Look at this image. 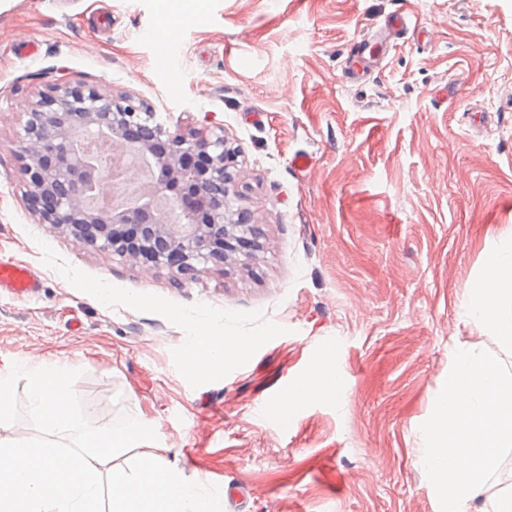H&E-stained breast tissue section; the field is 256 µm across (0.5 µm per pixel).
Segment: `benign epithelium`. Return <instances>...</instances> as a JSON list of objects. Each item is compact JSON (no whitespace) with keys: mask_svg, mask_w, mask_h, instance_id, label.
I'll list each match as a JSON object with an SVG mask.
<instances>
[{"mask_svg":"<svg viewBox=\"0 0 512 512\" xmlns=\"http://www.w3.org/2000/svg\"><path fill=\"white\" fill-rule=\"evenodd\" d=\"M26 116L17 153L25 194L41 223L123 261L163 268L177 285L199 264L245 265L260 249L259 225L242 211L228 220L239 193L224 134H172L147 103L80 82L52 84ZM96 128L151 154V193L171 202L181 223H165L148 205L112 213L87 208L86 194L100 182L101 167L77 149L76 136Z\"/></svg>","mask_w":512,"mask_h":512,"instance_id":"1","label":"benign epithelium"}]
</instances>
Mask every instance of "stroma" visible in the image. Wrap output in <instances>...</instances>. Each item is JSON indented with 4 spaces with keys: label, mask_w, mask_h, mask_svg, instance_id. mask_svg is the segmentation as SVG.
<instances>
[{
    "label": "stroma",
    "mask_w": 512,
    "mask_h": 512,
    "mask_svg": "<svg viewBox=\"0 0 512 512\" xmlns=\"http://www.w3.org/2000/svg\"><path fill=\"white\" fill-rule=\"evenodd\" d=\"M415 29L347 76L354 41ZM153 105L184 134L223 130L233 206L263 230L248 265L174 284L41 223L22 188L24 113L52 79ZM311 159L299 171L293 159ZM512 238V0H0V259L34 268L0 293V374L80 371L96 426L149 421V451L188 478L263 490L243 512H440L420 426L457 344L497 351L464 292ZM193 336H244L245 362L189 367ZM343 376L269 430L319 362ZM39 274L27 265L11 260H0V291L16 296H31L41 288Z\"/></svg>",
    "instance_id": "1"
}]
</instances>
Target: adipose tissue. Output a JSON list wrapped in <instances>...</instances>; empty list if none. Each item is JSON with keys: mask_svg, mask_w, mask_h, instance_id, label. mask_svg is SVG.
Wrapping results in <instances>:
<instances>
[{"mask_svg": "<svg viewBox=\"0 0 512 512\" xmlns=\"http://www.w3.org/2000/svg\"><path fill=\"white\" fill-rule=\"evenodd\" d=\"M485 267L484 277L465 291L468 320L487 327L501 348L512 354V240L489 251ZM250 345V340L242 336L197 337L191 344L190 366L202 373L218 369L225 360L246 355ZM340 384V377L329 365L313 366L292 385L280 411L288 413L312 397H336Z\"/></svg>", "mask_w": 512, "mask_h": 512, "instance_id": "adipose-tissue-1", "label": "adipose tissue"}]
</instances>
